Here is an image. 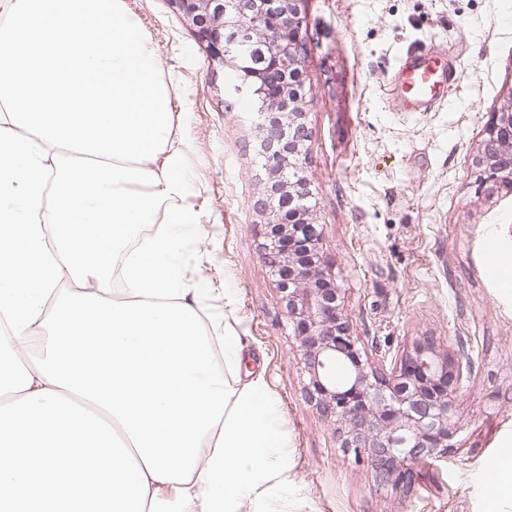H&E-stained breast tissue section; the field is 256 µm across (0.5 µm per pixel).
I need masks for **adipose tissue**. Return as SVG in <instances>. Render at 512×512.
Here are the masks:
<instances>
[{"mask_svg": "<svg viewBox=\"0 0 512 512\" xmlns=\"http://www.w3.org/2000/svg\"><path fill=\"white\" fill-rule=\"evenodd\" d=\"M172 126L124 0H0V512H272L288 491L263 378L232 377L235 336L215 363L189 300Z\"/></svg>", "mask_w": 512, "mask_h": 512, "instance_id": "ef3b65f1", "label": "adipose tissue"}]
</instances>
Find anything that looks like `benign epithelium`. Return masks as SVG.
<instances>
[{
    "mask_svg": "<svg viewBox=\"0 0 512 512\" xmlns=\"http://www.w3.org/2000/svg\"><path fill=\"white\" fill-rule=\"evenodd\" d=\"M305 0H168L215 65L231 70L234 106L248 104L265 159L256 207L265 220L262 259L286 303L288 324L304 356L307 394L321 416L340 423L341 447L365 459L381 483H402L419 465L448 457L462 388L463 366L448 371L431 340L418 342L400 363L366 365L360 357L340 288L327 277L321 225L303 161L309 133L304 65ZM234 34L264 48V66L242 60ZM476 167L512 192V100L491 114Z\"/></svg>",
    "mask_w": 512,
    "mask_h": 512,
    "instance_id": "7a95c632",
    "label": "benign epithelium"
}]
</instances>
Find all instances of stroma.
Wrapping results in <instances>:
<instances>
[{
	"label": "stroma",
	"mask_w": 512,
	"mask_h": 512,
	"mask_svg": "<svg viewBox=\"0 0 512 512\" xmlns=\"http://www.w3.org/2000/svg\"><path fill=\"white\" fill-rule=\"evenodd\" d=\"M125 5L152 36L183 140L192 217L183 260L203 329L240 337L238 378H263L284 419L292 486L283 512H485L489 473L512 440V293L487 249L493 239L512 253V193L473 158L491 113L512 100V26L502 21L512 0L304 4V169L352 334L375 363L400 360L428 336L440 358L472 366L447 461L417 468L407 486L378 484L305 394L304 356L261 258L256 132L246 113L224 108L227 71L167 0ZM412 45L465 72L430 112L392 101L399 56Z\"/></svg>",
	"instance_id": "obj_1"
}]
</instances>
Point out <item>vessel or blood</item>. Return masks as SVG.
<instances>
[{
	"instance_id": "vessel-or-blood-1",
	"label": "vessel or blood",
	"mask_w": 512,
	"mask_h": 512,
	"mask_svg": "<svg viewBox=\"0 0 512 512\" xmlns=\"http://www.w3.org/2000/svg\"><path fill=\"white\" fill-rule=\"evenodd\" d=\"M395 77L400 107L407 112H427L444 101L449 87L461 81L463 72L450 68L430 47L416 45L401 56Z\"/></svg>"
}]
</instances>
